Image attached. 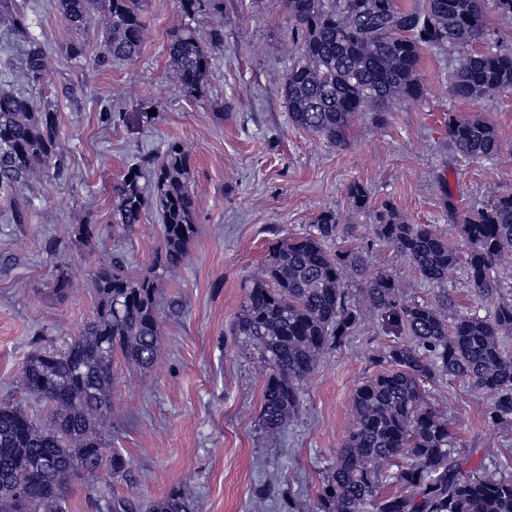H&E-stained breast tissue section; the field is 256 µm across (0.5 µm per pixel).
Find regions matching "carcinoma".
<instances>
[{
  "mask_svg": "<svg viewBox=\"0 0 512 512\" xmlns=\"http://www.w3.org/2000/svg\"><path fill=\"white\" fill-rule=\"evenodd\" d=\"M512 17V0H286L292 63L281 95L290 122L339 148L360 112H383L423 94L422 51L445 47L465 55L449 75L454 96L478 100L512 92V52L477 50L485 35L487 2ZM146 0H56L64 19L60 40L68 55H84L87 34L100 24L99 63L137 58L144 43ZM223 0H177L181 24L169 37L172 78L185 96L208 85L215 54L224 45ZM29 0H0V26L24 47L28 81L47 79L50 54L32 31ZM208 20V32L201 30ZM448 139L466 161L492 160L503 149L496 127L481 116L448 120ZM68 158L60 145L52 104L0 88V190L62 175ZM192 158L180 143L145 154L112 186V223L127 232L154 211L162 243L148 270L129 274L122 256L92 273L93 317L62 351L34 352L21 386L43 402L40 426L19 407L0 405V512H69L72 484L101 467L112 482L128 480L129 463L104 459L112 414V364L117 357L145 369L156 359L161 318L182 314L176 297L162 294L164 279L188 259L196 234ZM353 205L370 207L367 190L348 189ZM463 237L460 254L424 224H407L391 207L377 212L375 239L392 246L419 276L438 289L433 302L415 301L381 274L365 282L371 314L396 336L374 362L381 371L359 386L355 425L322 480L316 512H512V476L464 470L451 448L448 420L428 400L422 381L459 378L488 394V419L512 425V300L493 310L452 311L444 288L463 270L481 296L500 290L495 268L512 254V194L488 207L448 209ZM341 228L321 212L312 229L272 248L261 274L246 285L230 334L258 356L268 375L261 429L277 435L300 411L302 383L321 355L363 320L348 283L362 276L360 247L333 251ZM107 512H194L191 496L173 488L157 501L131 495L106 499Z\"/></svg>",
  "mask_w": 512,
  "mask_h": 512,
  "instance_id": "carcinoma-1",
  "label": "carcinoma"
}]
</instances>
